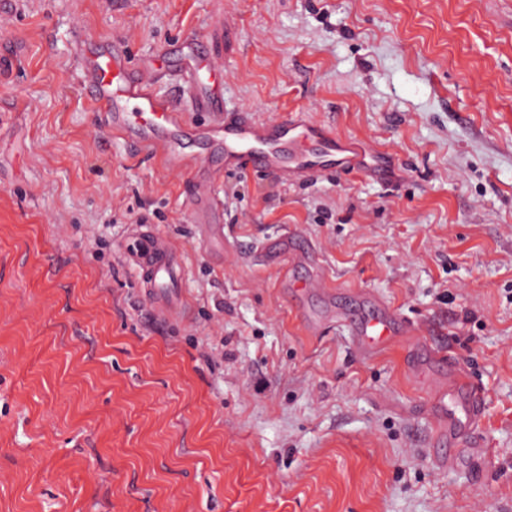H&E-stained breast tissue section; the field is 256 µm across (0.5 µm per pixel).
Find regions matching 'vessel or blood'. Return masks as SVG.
Here are the masks:
<instances>
[{"label":"vessel or blood","instance_id":"1","mask_svg":"<svg viewBox=\"0 0 512 512\" xmlns=\"http://www.w3.org/2000/svg\"><path fill=\"white\" fill-rule=\"evenodd\" d=\"M171 55L181 59L179 68L135 67L120 46H90L79 41L82 80L92 112L101 129L121 136L134 151L160 158L172 172L190 175L184 203L198 223L206 227L210 242H222L220 218L213 210L210 187L214 173L201 150L220 157L227 173L253 171L279 178L304 179L315 174L358 172L384 177L389 155L331 134L294 112L281 119L261 120L250 112H230L224 107L218 82L224 67L219 58L203 52L196 39L173 44ZM170 77L177 96H163L155 82ZM197 112L210 113L208 126L194 120ZM266 262L292 255L306 258L305 249L293 237H282L262 250ZM128 261L145 275L147 302L157 317H176L182 301L175 289L183 270L176 250L157 238L135 237L126 252ZM306 328L321 331L326 320L345 323L356 351L372 357L397 340L407 344V362L432 361L430 414L434 442L451 445L475 429L483 415L480 393L468 385L455 356L410 341V328L392 308L375 302L368 312L349 314L337 309L329 317L301 311Z\"/></svg>","mask_w":512,"mask_h":512}]
</instances>
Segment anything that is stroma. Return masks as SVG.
<instances>
[{
	"mask_svg": "<svg viewBox=\"0 0 512 512\" xmlns=\"http://www.w3.org/2000/svg\"><path fill=\"white\" fill-rule=\"evenodd\" d=\"M79 34L138 66L195 37L227 110L306 113L398 178L221 175L214 258L188 174L96 127ZM135 229L177 249L181 317ZM287 234L343 308L449 343L485 397L460 463L403 345L307 334L282 279L310 268L257 253ZM0 512H512V0H0ZM128 261L145 275L147 302L162 320L175 318L182 308L181 297L175 294L183 270L176 250L157 238L135 237L125 253Z\"/></svg>",
	"mask_w": 512,
	"mask_h": 512,
	"instance_id": "obj_1",
	"label": "stroma"
}]
</instances>
